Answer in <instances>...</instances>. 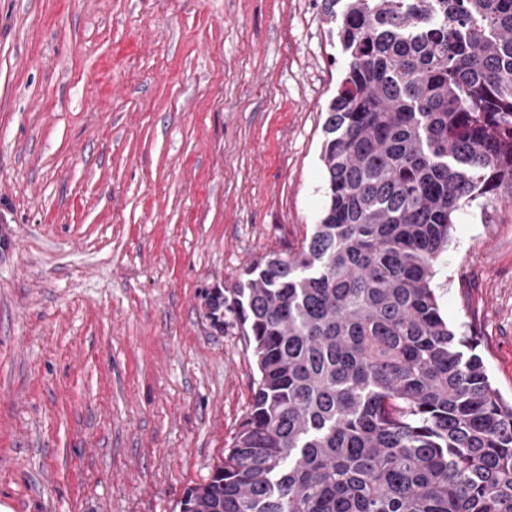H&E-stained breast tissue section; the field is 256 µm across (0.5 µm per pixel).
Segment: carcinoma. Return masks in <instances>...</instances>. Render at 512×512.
Returning a JSON list of instances; mask_svg holds the SVG:
<instances>
[{
	"label": "carcinoma",
	"mask_w": 512,
	"mask_h": 512,
	"mask_svg": "<svg viewBox=\"0 0 512 512\" xmlns=\"http://www.w3.org/2000/svg\"><path fill=\"white\" fill-rule=\"evenodd\" d=\"M337 2L324 209L205 296L257 375L180 512H512V402L431 288L455 213L512 187V0Z\"/></svg>",
	"instance_id": "carcinoma-1"
}]
</instances>
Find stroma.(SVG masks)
<instances>
[{"label":"stroma","mask_w":512,"mask_h":512,"mask_svg":"<svg viewBox=\"0 0 512 512\" xmlns=\"http://www.w3.org/2000/svg\"><path fill=\"white\" fill-rule=\"evenodd\" d=\"M323 0H0V506L179 512L250 409L204 295L325 205ZM512 399V189L431 282Z\"/></svg>","instance_id":"35a3bbf8"}]
</instances>
